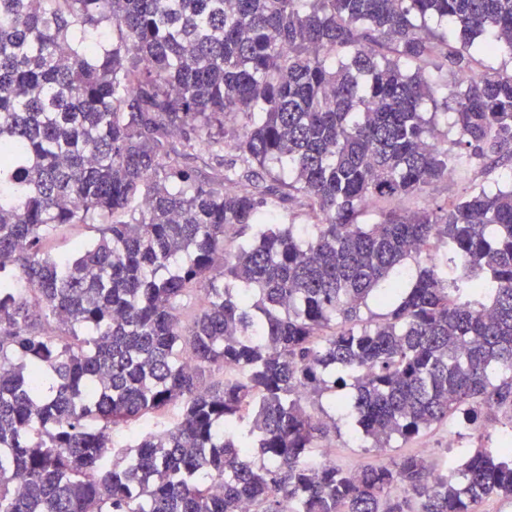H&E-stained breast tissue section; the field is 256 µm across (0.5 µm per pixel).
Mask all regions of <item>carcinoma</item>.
Instances as JSON below:
<instances>
[{"instance_id":"cac0c4a2","label":"carcinoma","mask_w":512,"mask_h":512,"mask_svg":"<svg viewBox=\"0 0 512 512\" xmlns=\"http://www.w3.org/2000/svg\"><path fill=\"white\" fill-rule=\"evenodd\" d=\"M501 51L512 0H0V512L512 499L506 441L451 473L416 455L351 472L313 460L336 424L305 407L353 389L373 448L450 413L512 422V184L360 223L512 158V72L472 71ZM441 59L459 80L439 100ZM199 146L214 167L191 163ZM62 224L100 237L50 257ZM433 239L441 259L391 282ZM370 298L385 313L365 323Z\"/></svg>"}]
</instances>
